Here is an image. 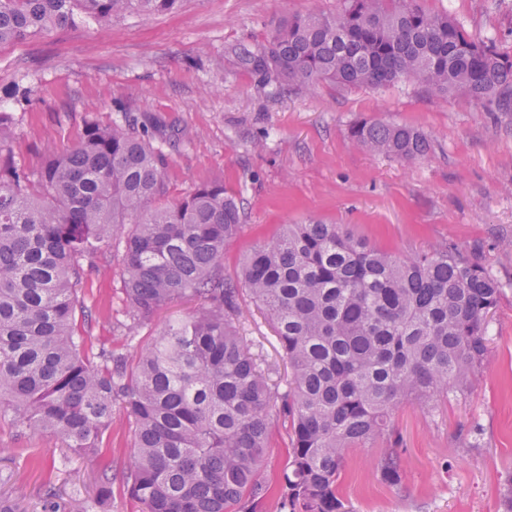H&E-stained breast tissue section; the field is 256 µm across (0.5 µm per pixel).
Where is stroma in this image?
Masks as SVG:
<instances>
[{
	"mask_svg": "<svg viewBox=\"0 0 512 512\" xmlns=\"http://www.w3.org/2000/svg\"><path fill=\"white\" fill-rule=\"evenodd\" d=\"M478 39L512 51V0H419ZM340 0H181L151 17L79 22L0 45V108L11 112L12 162L37 176L48 149L77 140L87 120L158 126L168 157L169 199L223 183L241 202L240 235L224 251L236 276L256 244L282 225L316 219L342 225L402 255L450 241L487 265L503 290L489 318L490 362L464 389L436 402H407L391 437L349 449L340 491L348 512H503L512 478V112L462 94L418 85L347 89L299 87L241 68L237 53L266 43L281 21ZM383 120L424 132L427 157L402 161L355 145L350 128ZM74 331L91 352L135 362L170 321L198 307L182 299L147 322L126 312L120 254L109 248L79 260ZM241 323L261 368L285 382L288 363L263 311L240 298ZM102 440L111 467V512H140L129 492L132 433L122 405ZM288 424L271 421L262 476L280 487L288 469ZM402 460L399 483L376 462L385 448ZM45 449L40 465L26 451ZM98 468L53 434L0 421V498L18 512H83Z\"/></svg>",
	"mask_w": 512,
	"mask_h": 512,
	"instance_id": "stroma-1",
	"label": "stroma"
}]
</instances>
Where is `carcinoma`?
<instances>
[{
    "label": "carcinoma",
    "instance_id": "1",
    "mask_svg": "<svg viewBox=\"0 0 512 512\" xmlns=\"http://www.w3.org/2000/svg\"><path fill=\"white\" fill-rule=\"evenodd\" d=\"M341 2L333 14L289 18L241 64L305 86L408 82L512 112V54L493 41L417 0ZM179 3L0 0V44ZM351 138L405 161L431 150L423 132L381 120L355 124ZM154 140L90 120L74 145L46 157L37 183L0 167V418L99 461L120 403L143 512H256L269 492L261 464L276 408L289 423V459L273 512H348L337 495L346 451L390 434L402 403L444 398L481 375L500 282L452 243L400 257L317 220L285 226L227 276L224 249L244 220L237 198L208 183L166 202L168 161ZM115 241L134 321L199 302L131 366L110 353L95 364L72 332L78 258ZM243 289L288 362L282 387L263 377L239 331ZM377 470L398 482V453L383 452ZM108 471L100 465L86 512L109 507Z\"/></svg>",
    "mask_w": 512,
    "mask_h": 512
}]
</instances>
